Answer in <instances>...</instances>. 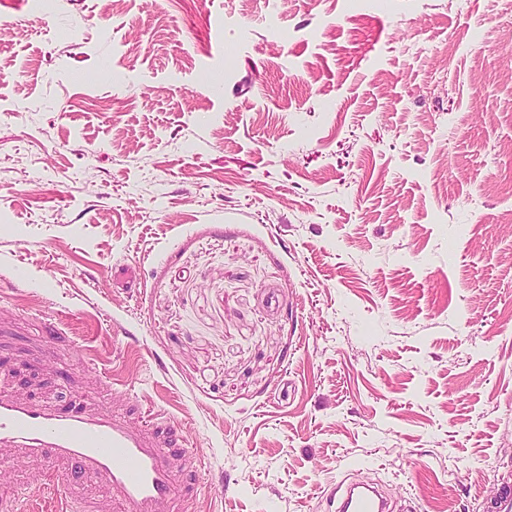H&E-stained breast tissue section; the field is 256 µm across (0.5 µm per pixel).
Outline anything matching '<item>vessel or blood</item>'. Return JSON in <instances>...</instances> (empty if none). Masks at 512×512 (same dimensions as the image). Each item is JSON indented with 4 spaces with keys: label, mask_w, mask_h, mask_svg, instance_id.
Instances as JSON below:
<instances>
[{
    "label": "vessel or blood",
    "mask_w": 512,
    "mask_h": 512,
    "mask_svg": "<svg viewBox=\"0 0 512 512\" xmlns=\"http://www.w3.org/2000/svg\"><path fill=\"white\" fill-rule=\"evenodd\" d=\"M11 486L0 512H21L24 490L43 492L41 512H196L192 459L177 422L132 402L57 407L0 392V466ZM336 512H391L376 484L352 481Z\"/></svg>",
    "instance_id": "vessel-or-blood-1"
}]
</instances>
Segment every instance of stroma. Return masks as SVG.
<instances>
[{"instance_id": "35a3bbf8", "label": "stroma", "mask_w": 512, "mask_h": 512, "mask_svg": "<svg viewBox=\"0 0 512 512\" xmlns=\"http://www.w3.org/2000/svg\"><path fill=\"white\" fill-rule=\"evenodd\" d=\"M0 362L177 421L203 512L512 491V0H0ZM136 269L124 288L113 267ZM58 340H49L50 329ZM387 497L376 484L351 481L338 496L336 512H390Z\"/></svg>"}]
</instances>
